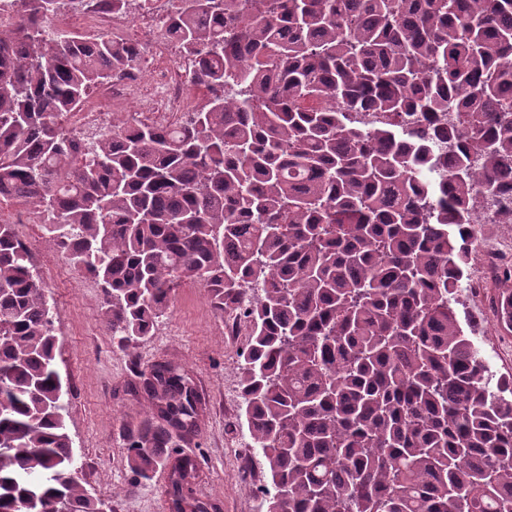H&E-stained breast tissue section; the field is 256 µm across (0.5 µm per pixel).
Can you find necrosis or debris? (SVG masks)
Returning <instances> with one entry per match:
<instances>
[{
    "instance_id": "obj_1",
    "label": "necrosis or debris",
    "mask_w": 512,
    "mask_h": 512,
    "mask_svg": "<svg viewBox=\"0 0 512 512\" xmlns=\"http://www.w3.org/2000/svg\"><path fill=\"white\" fill-rule=\"evenodd\" d=\"M178 0H146V7L135 17L137 27L150 37L148 60L161 61L149 85H141L133 75L103 82L77 111L69 113L70 126L85 132L106 129L115 110L134 103L133 117L151 114L159 127H168L176 119L200 107L204 99L185 78L186 64L178 44L163 37L162 25L168 24ZM512 259V226L502 227L498 237L486 244L476 256L468 280L470 292L484 304H491L490 288L496 287L503 268Z\"/></svg>"
}]
</instances>
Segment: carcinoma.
<instances>
[{
  "label": "carcinoma",
  "mask_w": 512,
  "mask_h": 512,
  "mask_svg": "<svg viewBox=\"0 0 512 512\" xmlns=\"http://www.w3.org/2000/svg\"><path fill=\"white\" fill-rule=\"evenodd\" d=\"M14 0L0 29V199L103 294L127 349L203 286L249 336L240 391L266 512H512V399L456 305L482 213L512 224V0H180L163 35L205 103L170 128L75 135L66 114L143 46L86 41ZM377 112L379 124L353 123ZM512 329V271L495 298ZM53 306L0 224V512H112L81 482ZM151 369L159 421L128 441L148 480L203 408ZM194 464L172 468L173 495Z\"/></svg>",
  "instance_id": "cac0c4a2"
}]
</instances>
